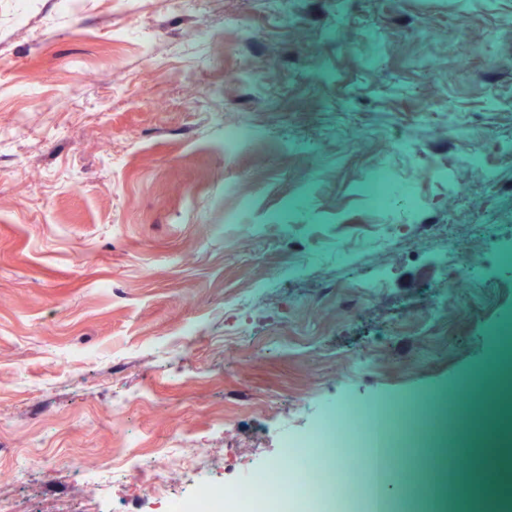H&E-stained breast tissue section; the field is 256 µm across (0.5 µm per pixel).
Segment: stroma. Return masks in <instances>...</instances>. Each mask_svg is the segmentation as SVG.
Returning <instances> with one entry per match:
<instances>
[{"mask_svg":"<svg viewBox=\"0 0 512 512\" xmlns=\"http://www.w3.org/2000/svg\"><path fill=\"white\" fill-rule=\"evenodd\" d=\"M511 207L512 0H0V501L151 512L148 472L86 464L197 438L188 495L450 393L512 322ZM399 460L407 512L430 464Z\"/></svg>","mask_w":512,"mask_h":512,"instance_id":"obj_1","label":"stroma"}]
</instances>
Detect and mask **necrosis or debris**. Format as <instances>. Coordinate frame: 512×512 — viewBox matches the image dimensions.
Here are the masks:
<instances>
[{
    "mask_svg": "<svg viewBox=\"0 0 512 512\" xmlns=\"http://www.w3.org/2000/svg\"><path fill=\"white\" fill-rule=\"evenodd\" d=\"M383 428L380 422L357 428L339 417L335 426L324 427L311 438L286 442L274 481L257 480L247 488L207 482L191 496L174 493L168 479L173 464L190 475L208 462L209 450L197 440L178 455L169 448L147 456L119 455L112 460L111 473L120 479L135 470H151L153 479L141 492L154 512H379L374 472L354 451L375 447Z\"/></svg>",
    "mask_w": 512,
    "mask_h": 512,
    "instance_id": "4bbe7bcc",
    "label": "necrosis or debris"
}]
</instances>
